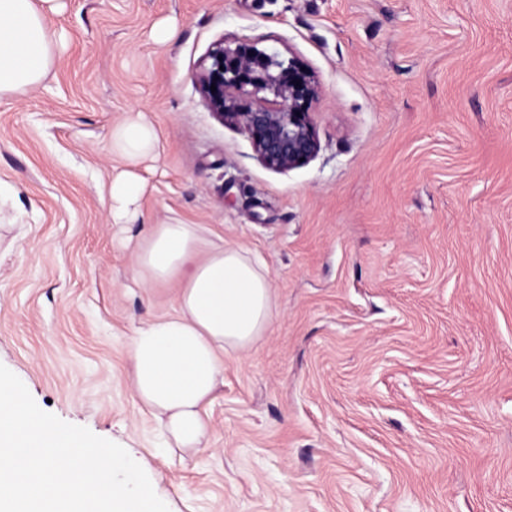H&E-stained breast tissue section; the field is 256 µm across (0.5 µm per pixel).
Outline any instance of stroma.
<instances>
[{
  "label": "stroma",
  "mask_w": 512,
  "mask_h": 512,
  "mask_svg": "<svg viewBox=\"0 0 512 512\" xmlns=\"http://www.w3.org/2000/svg\"><path fill=\"white\" fill-rule=\"evenodd\" d=\"M64 3L54 67L0 100V364L123 446L169 512H512V0ZM220 40L315 75L307 165L267 168L206 108ZM138 111L160 139L145 223L241 246L276 307L186 456L127 376L174 293L133 283L108 213V133Z\"/></svg>",
  "instance_id": "stroma-1"
}]
</instances>
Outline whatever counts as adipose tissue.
I'll use <instances>...</instances> for the list:
<instances>
[{
    "label": "adipose tissue",
    "instance_id": "1",
    "mask_svg": "<svg viewBox=\"0 0 512 512\" xmlns=\"http://www.w3.org/2000/svg\"><path fill=\"white\" fill-rule=\"evenodd\" d=\"M62 8V0H0V99H22L47 76L61 43L45 20ZM108 143L124 164L108 186L111 219L138 223L146 192L138 169L157 157L158 134L133 112L113 125ZM133 279L177 285L171 312L135 328L130 338L134 397L168 447L199 450L211 430L205 409L224 382L225 355L248 350L272 325L269 277L243 248L216 243L202 225L166 223L140 236Z\"/></svg>",
    "mask_w": 512,
    "mask_h": 512
}]
</instances>
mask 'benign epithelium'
Wrapping results in <instances>:
<instances>
[{
	"label": "benign epithelium",
	"instance_id": "obj_1",
	"mask_svg": "<svg viewBox=\"0 0 512 512\" xmlns=\"http://www.w3.org/2000/svg\"><path fill=\"white\" fill-rule=\"evenodd\" d=\"M198 81L210 112L224 125L244 130L269 169L286 172L317 155L311 106L320 86L301 61H285L246 41L232 46L220 41L209 52ZM261 91L272 92L274 100L250 98Z\"/></svg>",
	"mask_w": 512,
	"mask_h": 512
}]
</instances>
